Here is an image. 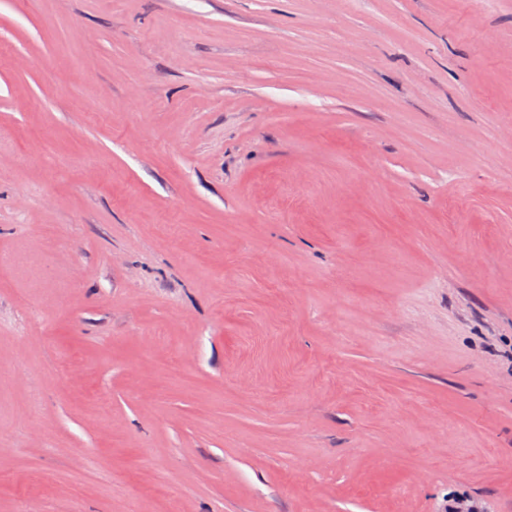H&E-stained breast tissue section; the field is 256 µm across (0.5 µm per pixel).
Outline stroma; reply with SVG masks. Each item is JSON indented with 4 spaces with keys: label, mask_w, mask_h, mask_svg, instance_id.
<instances>
[{
    "label": "stroma",
    "mask_w": 512,
    "mask_h": 512,
    "mask_svg": "<svg viewBox=\"0 0 512 512\" xmlns=\"http://www.w3.org/2000/svg\"><path fill=\"white\" fill-rule=\"evenodd\" d=\"M512 512V0H0V512Z\"/></svg>",
    "instance_id": "1"
}]
</instances>
